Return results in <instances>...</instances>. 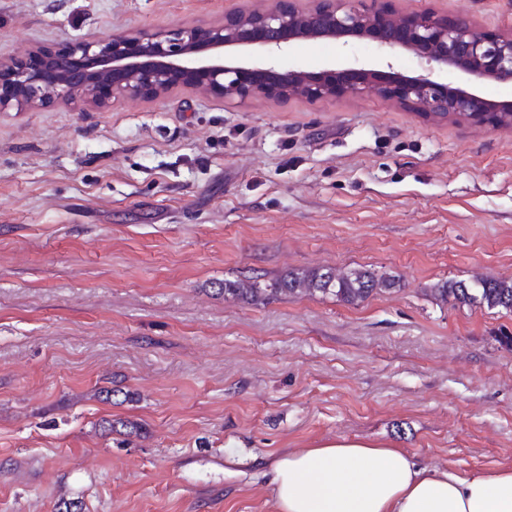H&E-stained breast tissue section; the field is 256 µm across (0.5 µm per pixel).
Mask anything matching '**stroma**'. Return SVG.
Masks as SVG:
<instances>
[{"label": "stroma", "mask_w": 512, "mask_h": 512, "mask_svg": "<svg viewBox=\"0 0 512 512\" xmlns=\"http://www.w3.org/2000/svg\"><path fill=\"white\" fill-rule=\"evenodd\" d=\"M266 4L0 0V57ZM395 7L512 32V0ZM354 57L419 68L361 39L297 40L279 63ZM326 266L400 287L357 306L218 292ZM476 274L512 276V128L192 88L0 112V512H274L275 459L339 437L512 468V315L429 293Z\"/></svg>", "instance_id": "1"}]
</instances>
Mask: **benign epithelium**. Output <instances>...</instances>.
I'll use <instances>...</instances> for the list:
<instances>
[{
    "label": "benign epithelium",
    "instance_id": "benign-epithelium-1",
    "mask_svg": "<svg viewBox=\"0 0 512 512\" xmlns=\"http://www.w3.org/2000/svg\"><path fill=\"white\" fill-rule=\"evenodd\" d=\"M269 0L262 11L232 9L220 23L126 29L74 40L42 56L0 58V112L55 102L102 109L126 97L161 100L202 88L234 105L254 96L310 100L374 93L436 117L512 116V101L487 98L475 82H512V34L490 35L467 17L400 15L392 0ZM361 38L378 52H411L424 64L405 76L354 60L342 68L283 70L275 53L301 39ZM464 77L459 85L448 74Z\"/></svg>",
    "mask_w": 512,
    "mask_h": 512
}]
</instances>
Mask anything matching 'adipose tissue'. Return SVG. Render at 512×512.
I'll use <instances>...</instances> for the list:
<instances>
[{
	"label": "adipose tissue",
	"mask_w": 512,
	"mask_h": 512,
	"mask_svg": "<svg viewBox=\"0 0 512 512\" xmlns=\"http://www.w3.org/2000/svg\"><path fill=\"white\" fill-rule=\"evenodd\" d=\"M276 512H512V468L463 476L384 442L341 437L272 465Z\"/></svg>",
	"instance_id": "adipose-tissue-1"
}]
</instances>
